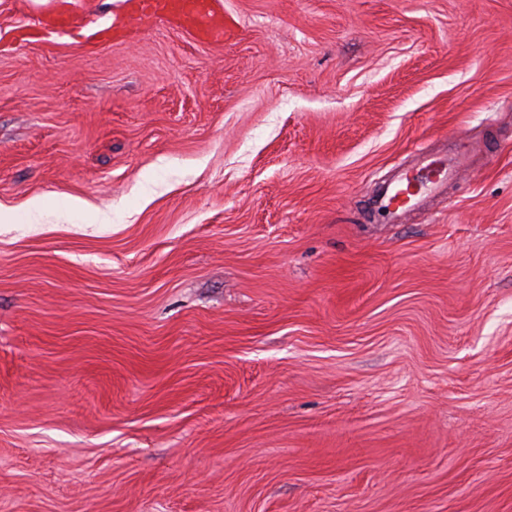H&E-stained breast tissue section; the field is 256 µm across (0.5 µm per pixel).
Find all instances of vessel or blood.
<instances>
[{
	"label": "vessel or blood",
	"instance_id": "obj_1",
	"mask_svg": "<svg viewBox=\"0 0 512 512\" xmlns=\"http://www.w3.org/2000/svg\"><path fill=\"white\" fill-rule=\"evenodd\" d=\"M130 16L142 21L160 19L178 21L184 30L199 39L218 41L224 37V6L222 0H204L195 7L192 0H131ZM42 29L52 34L78 32L66 8H59L39 22ZM462 158L427 159L416 170H404L373 197L374 212L386 220H394L418 207L428 192L445 186L463 166Z\"/></svg>",
	"mask_w": 512,
	"mask_h": 512
}]
</instances>
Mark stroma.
I'll return each instance as SVG.
<instances>
[{
  "label": "stroma",
  "mask_w": 512,
  "mask_h": 512,
  "mask_svg": "<svg viewBox=\"0 0 512 512\" xmlns=\"http://www.w3.org/2000/svg\"><path fill=\"white\" fill-rule=\"evenodd\" d=\"M223 2L0 40V512H512V0ZM201 14L188 0H132L130 18L178 21L195 38L224 39V6L222 0H204ZM464 159H425L415 171L404 170L392 181L385 182L373 197V210L382 218L393 221L407 211L418 207L424 196L448 184Z\"/></svg>",
  "instance_id": "1"
}]
</instances>
